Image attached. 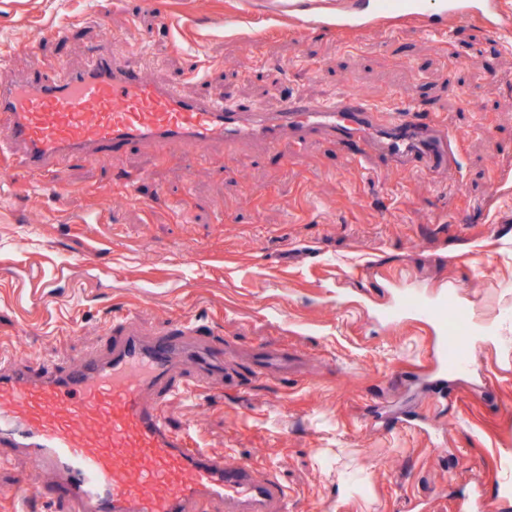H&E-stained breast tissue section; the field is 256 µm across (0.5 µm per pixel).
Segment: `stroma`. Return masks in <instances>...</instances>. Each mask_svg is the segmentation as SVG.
<instances>
[{
  "label": "stroma",
  "mask_w": 512,
  "mask_h": 512,
  "mask_svg": "<svg viewBox=\"0 0 512 512\" xmlns=\"http://www.w3.org/2000/svg\"><path fill=\"white\" fill-rule=\"evenodd\" d=\"M354 0H0V82L86 63L106 43L142 56L157 80L190 96L275 111L282 92L415 103L459 141L452 165L410 173L315 138L265 152L241 143L159 155L138 145L103 166L71 161L16 182L0 201V347L67 365L105 346L104 325L132 310L143 335L173 327L175 311L203 313L204 340L237 360L256 346L283 350L287 379L260 376L243 392L177 396L174 428L192 424L204 448L275 475L290 512H456L480 483L497 512L501 444L512 445V371L496 383L423 376L433 329L378 314L395 289L455 292L490 335L480 370L499 361L512 321L495 291L512 290V41L462 29L439 37L406 22L394 31L307 35ZM171 28H157L159 16ZM65 27L61 39L42 30ZM135 178L127 191L125 177ZM62 185L43 192V180ZM100 255L97 270L81 256ZM420 414L433 443L404 421ZM34 463L0 464V512H49L16 494Z\"/></svg>",
  "instance_id": "35a3bbf8"
}]
</instances>
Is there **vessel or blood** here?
<instances>
[{
	"label": "vessel or blood",
	"instance_id": "1",
	"mask_svg": "<svg viewBox=\"0 0 512 512\" xmlns=\"http://www.w3.org/2000/svg\"><path fill=\"white\" fill-rule=\"evenodd\" d=\"M407 18L432 34L474 26L492 33L512 28L502 0H398ZM364 0L336 27L387 29L370 21ZM327 138L360 144L385 164L435 172L457 144L433 115L417 107L374 105L343 96L333 101L285 95L276 111L242 108L224 96L188 97L150 76L128 53L92 50L87 63L55 72L17 75L0 85V151L15 173L47 174L80 159L111 161L131 145L163 148L249 141L266 151L283 137ZM200 316L179 313L170 334L139 336L132 315L113 319L111 353L68 368L18 359L0 349V461L22 452L36 462L35 482L57 493L66 512H200L220 503L224 512H289L274 475L200 448L190 430L171 427L166 402L199 389H236L241 376L220 347L196 341ZM474 342L457 343L440 326L426 367L436 381L469 374ZM264 372L287 377V353L258 350ZM459 512H496L495 498L462 496Z\"/></svg>",
	"mask_w": 512,
	"mask_h": 512
}]
</instances>
